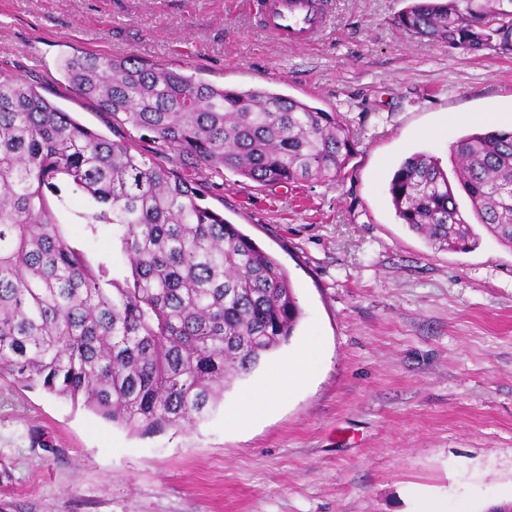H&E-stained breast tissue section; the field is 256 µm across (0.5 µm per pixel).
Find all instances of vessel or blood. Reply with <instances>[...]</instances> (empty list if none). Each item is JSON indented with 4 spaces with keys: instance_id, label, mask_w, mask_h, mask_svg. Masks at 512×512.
I'll use <instances>...</instances> for the list:
<instances>
[{
    "instance_id": "obj_1",
    "label": "vessel or blood",
    "mask_w": 512,
    "mask_h": 512,
    "mask_svg": "<svg viewBox=\"0 0 512 512\" xmlns=\"http://www.w3.org/2000/svg\"><path fill=\"white\" fill-rule=\"evenodd\" d=\"M262 27L280 40L303 46L324 30L328 0H253Z\"/></svg>"
}]
</instances>
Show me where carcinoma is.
<instances>
[{
	"label": "carcinoma",
	"instance_id": "obj_1",
	"mask_svg": "<svg viewBox=\"0 0 512 512\" xmlns=\"http://www.w3.org/2000/svg\"><path fill=\"white\" fill-rule=\"evenodd\" d=\"M502 2L407 0L398 23L511 55ZM61 70L154 150L108 139L0 72V378L132 433L193 424L302 317L286 268L203 203L201 182L226 170L269 187L336 182L354 138L336 113L267 88L228 89L130 57L74 55ZM450 162L452 179L424 152L401 163L389 183L398 218L441 251L476 247L478 225L512 248V131L470 133ZM71 195L87 200L79 218L90 231L103 226L119 244L124 280L64 233L57 210Z\"/></svg>",
	"mask_w": 512,
	"mask_h": 512
}]
</instances>
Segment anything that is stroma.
<instances>
[{
  "label": "stroma",
  "instance_id": "35a3bbf8",
  "mask_svg": "<svg viewBox=\"0 0 512 512\" xmlns=\"http://www.w3.org/2000/svg\"><path fill=\"white\" fill-rule=\"evenodd\" d=\"M331 3L321 37L295 46L259 28L248 0H0V71L110 139L151 149L73 92L64 58L269 88L339 113L356 140L338 182L272 188L228 171L206 191L288 270L303 312L291 341L207 419L153 435L0 381V512H415L423 491L487 512L512 485V250L486 231L471 252L435 250L388 193L413 153L446 164L471 130L502 129L512 56L421 39L398 23L404 0ZM83 208L69 198L66 234L128 274ZM308 344L322 370L238 425L244 396Z\"/></svg>",
  "mask_w": 512,
  "mask_h": 512
}]
</instances>
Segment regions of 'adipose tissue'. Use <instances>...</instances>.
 <instances>
[{
    "mask_svg": "<svg viewBox=\"0 0 512 512\" xmlns=\"http://www.w3.org/2000/svg\"><path fill=\"white\" fill-rule=\"evenodd\" d=\"M322 367V354L319 348L307 346L301 355L282 366L274 382L263 389L247 395L245 405L251 415L258 416L269 412L279 401L287 398L288 394L300 383L305 382Z\"/></svg>",
    "mask_w": 512,
    "mask_h": 512,
    "instance_id": "adipose-tissue-1",
    "label": "adipose tissue"
}]
</instances>
